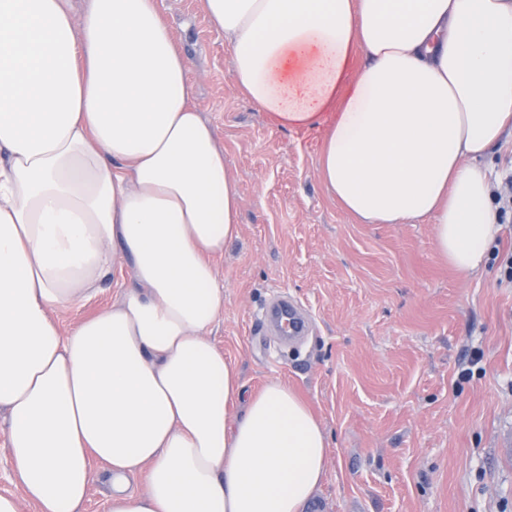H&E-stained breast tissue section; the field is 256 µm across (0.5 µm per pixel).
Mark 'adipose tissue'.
<instances>
[{
	"mask_svg": "<svg viewBox=\"0 0 512 512\" xmlns=\"http://www.w3.org/2000/svg\"><path fill=\"white\" fill-rule=\"evenodd\" d=\"M239 95L323 129L317 168L360 224L432 219L478 271L485 157L512 129V0H200ZM356 73H349L351 62ZM156 0H0V410L23 498L82 512H305L328 438L281 382L244 394L211 340L240 194ZM131 284L62 332L118 258ZM146 474L145 490L131 483ZM91 468L93 479L82 510L83 512H106L107 467L102 462L93 459Z\"/></svg>",
	"mask_w": 512,
	"mask_h": 512,
	"instance_id": "adipose-tissue-1",
	"label": "adipose tissue"
}]
</instances>
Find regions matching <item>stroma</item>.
<instances>
[{
    "instance_id": "35a3bbf8",
    "label": "stroma",
    "mask_w": 512,
    "mask_h": 512,
    "mask_svg": "<svg viewBox=\"0 0 512 512\" xmlns=\"http://www.w3.org/2000/svg\"><path fill=\"white\" fill-rule=\"evenodd\" d=\"M158 2L241 195L239 236L214 261L224 311L211 338L246 393L281 381L319 418L324 512H512V283L498 261L463 275L438 256L431 220L356 223L319 177V131L272 126L240 98L199 0ZM128 278L118 263L56 312L61 328L110 307ZM283 293L315 321L295 348L250 335Z\"/></svg>"
}]
</instances>
